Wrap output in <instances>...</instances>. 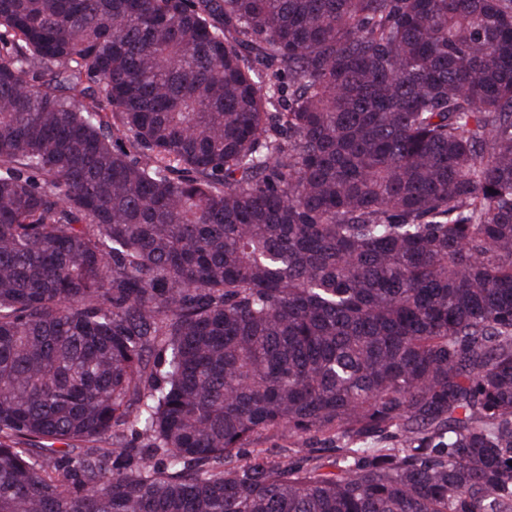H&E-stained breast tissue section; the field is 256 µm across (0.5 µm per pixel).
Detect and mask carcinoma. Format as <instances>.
<instances>
[{
    "label": "carcinoma",
    "mask_w": 512,
    "mask_h": 512,
    "mask_svg": "<svg viewBox=\"0 0 512 512\" xmlns=\"http://www.w3.org/2000/svg\"><path fill=\"white\" fill-rule=\"evenodd\" d=\"M510 461L512 0H0V512H512Z\"/></svg>",
    "instance_id": "1"
}]
</instances>
